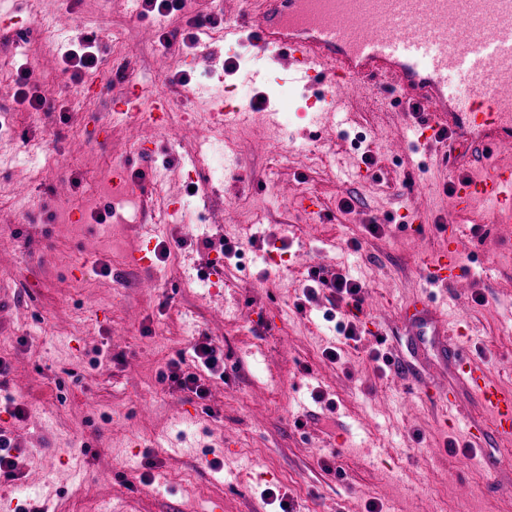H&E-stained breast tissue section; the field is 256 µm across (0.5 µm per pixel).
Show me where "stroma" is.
I'll return each mask as SVG.
<instances>
[{
    "label": "stroma",
    "mask_w": 512,
    "mask_h": 512,
    "mask_svg": "<svg viewBox=\"0 0 512 512\" xmlns=\"http://www.w3.org/2000/svg\"><path fill=\"white\" fill-rule=\"evenodd\" d=\"M185 3L176 15L140 19L129 0H0V17L27 34L37 14L49 15L34 85L52 105L34 112L19 101L16 71L30 64V42L0 48V360L10 366L0 376V430L14 462L11 475L0 473V500L10 512H98L106 499L122 512H282L262 498L269 487L287 493L293 512H369L373 503L380 512H512V439L489 429L472 448L463 425L445 424L435 402L411 394L443 391L452 374L399 319L403 300L430 291L478 329L473 360L512 390V224L474 225L450 189L479 174V148L464 143L456 159L443 158L410 131L396 92L359 80L336 87L328 112L307 108L299 85L276 95L287 61L258 54L243 34L201 28L196 43L159 44V31L187 28L199 13L232 22L245 7ZM77 13L89 19L84 29L73 26ZM86 35L99 65L75 80L62 56ZM126 61L146 104L180 76L219 104L241 96L237 154L223 180L201 192L187 176L193 164L180 142L208 137L195 122L202 102L176 104L169 134L142 112L113 124L112 99L125 87L112 69ZM93 79L99 101L75 111ZM276 133L288 149L279 163L267 152ZM334 143L339 151L317 162ZM143 147L189 203L191 223L150 239L170 255L137 270L127 256L147 240L138 225L118 234L98 217L113 166L138 171ZM303 196L316 207L297 209ZM213 200L224 205L223 224L209 219ZM407 207L420 225L399 223ZM448 223L462 227L456 242L438 230ZM227 241L240 245V259L225 260ZM448 247L464 272L428 289L425 265ZM181 267L195 289L183 288ZM312 267L365 284L358 341L324 319L325 294L302 301ZM228 301L241 311L234 329L224 325ZM201 342L225 366L201 374L202 399L169 377L175 362L196 370ZM378 352L400 359L403 372L380 370ZM277 385L285 399L274 398Z\"/></svg>",
    "instance_id": "obj_1"
}]
</instances>
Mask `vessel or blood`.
Wrapping results in <instances>:
<instances>
[{"instance_id":"b4317fda","label":"vessel or blood","mask_w":512,"mask_h":512,"mask_svg":"<svg viewBox=\"0 0 512 512\" xmlns=\"http://www.w3.org/2000/svg\"><path fill=\"white\" fill-rule=\"evenodd\" d=\"M458 17L466 18V26L449 29V19ZM372 19L383 26L364 36L361 28ZM245 30L258 53L287 55L294 80L316 98L327 99L337 79L357 77L390 85L404 102L420 105L428 131L451 125L457 136L488 148L512 137V0H245L243 13L224 33L232 37ZM452 75L464 79L473 95L450 93ZM151 178L148 167L136 179L126 164L112 168L115 185L142 193ZM455 201L463 209L492 203L501 222L512 223V165L494 164L479 177L457 180ZM457 276V266L445 258L425 271L433 288L447 287ZM404 318L414 335L428 337L453 366L458 386L442 401L455 410V423L465 425L474 443L483 441L481 422L459 402L464 388L490 416L496 433L511 437L512 392L474 362L446 310L418 296L405 303Z\"/></svg>"}]
</instances>
